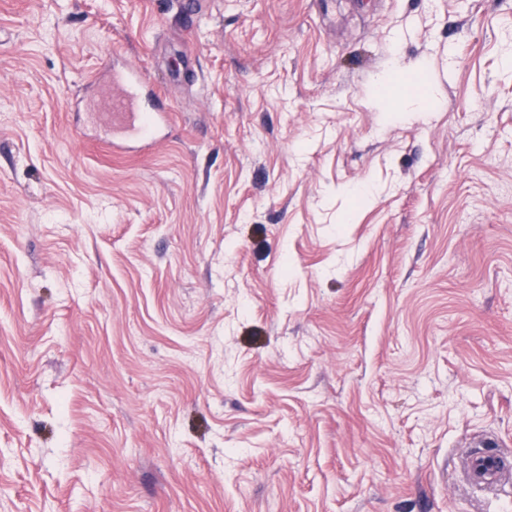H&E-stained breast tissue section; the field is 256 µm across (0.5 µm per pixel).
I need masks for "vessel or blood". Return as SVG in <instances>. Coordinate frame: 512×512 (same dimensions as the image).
Masks as SVG:
<instances>
[{"mask_svg":"<svg viewBox=\"0 0 512 512\" xmlns=\"http://www.w3.org/2000/svg\"><path fill=\"white\" fill-rule=\"evenodd\" d=\"M114 84L123 87V94L112 99V124L123 131L128 137L135 139L137 144L147 146L153 141L156 128L168 123V110L155 108L152 116L141 117L135 111V101L144 88V75L135 67L113 73ZM468 473L475 487L484 490H495L512 479V463L498 454L479 455L471 459Z\"/></svg>","mask_w":512,"mask_h":512,"instance_id":"vessel-or-blood-1","label":"vessel or blood"}]
</instances>
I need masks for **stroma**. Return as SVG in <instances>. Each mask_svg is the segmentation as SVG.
<instances>
[{
    "instance_id": "stroma-1",
    "label": "stroma",
    "mask_w": 512,
    "mask_h": 512,
    "mask_svg": "<svg viewBox=\"0 0 512 512\" xmlns=\"http://www.w3.org/2000/svg\"><path fill=\"white\" fill-rule=\"evenodd\" d=\"M181 2L0 0V512H512V0ZM112 80L124 88L123 94L112 97L113 127L135 139L141 146L150 145L154 140L155 129L169 122L170 111L156 107L152 116L143 121L141 113L135 112V99L144 88V75L140 69L130 67L125 71L113 72ZM470 481L475 487L484 490H496L510 484L512 466L507 458L498 454L479 455L471 459L468 465Z\"/></svg>"
}]
</instances>
